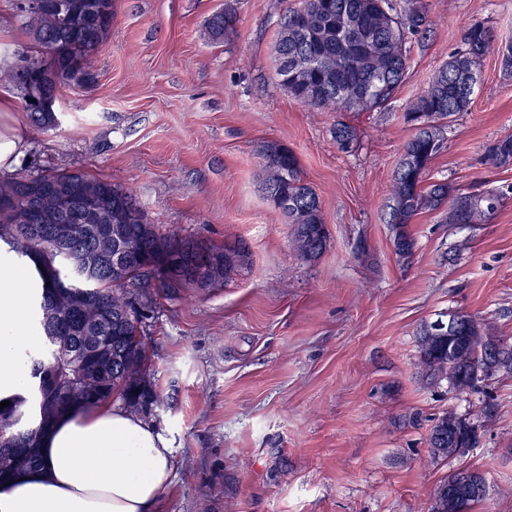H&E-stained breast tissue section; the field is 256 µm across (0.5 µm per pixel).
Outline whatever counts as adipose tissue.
Segmentation results:
<instances>
[{
	"label": "adipose tissue",
	"instance_id": "adipose-tissue-1",
	"mask_svg": "<svg viewBox=\"0 0 512 512\" xmlns=\"http://www.w3.org/2000/svg\"><path fill=\"white\" fill-rule=\"evenodd\" d=\"M11 100H0V170L26 148ZM38 286L32 265L0 278V402L25 395L22 346H35L30 305ZM41 467L0 482V512H153L168 486L173 451L140 417L108 403L73 407L40 443Z\"/></svg>",
	"mask_w": 512,
	"mask_h": 512
}]
</instances>
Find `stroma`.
<instances>
[{
    "label": "stroma",
    "mask_w": 512,
    "mask_h": 512,
    "mask_svg": "<svg viewBox=\"0 0 512 512\" xmlns=\"http://www.w3.org/2000/svg\"><path fill=\"white\" fill-rule=\"evenodd\" d=\"M232 5L222 44L204 23ZM299 0H114L112 32L91 87L62 88L59 125L23 110V174L79 171L134 194L165 233L219 247L247 244L251 262L197 292H133L148 367L165 401L154 426L173 450L156 512H430L449 471H481L488 495L468 512H512V378L482 394L431 387L417 373L423 324L465 312L512 337V168L484 162L512 135V77L486 57L469 112L447 130L430 175L506 202L482 224L436 212L409 226L410 261L385 222L397 161L412 133L405 114L461 44L468 24L512 40V0H421L426 37L409 43V75L373 112H318L274 83L281 16ZM360 136L338 150L336 120ZM276 140L297 154L330 231L317 262L298 257L289 228L260 191L256 149ZM364 250H357V243ZM470 417L480 442L432 462L431 419Z\"/></svg>",
    "instance_id": "stroma-1"
}]
</instances>
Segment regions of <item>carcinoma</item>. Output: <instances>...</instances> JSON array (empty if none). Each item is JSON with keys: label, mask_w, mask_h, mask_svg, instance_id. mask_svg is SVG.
Here are the masks:
<instances>
[{"label": "carcinoma", "mask_w": 512, "mask_h": 512, "mask_svg": "<svg viewBox=\"0 0 512 512\" xmlns=\"http://www.w3.org/2000/svg\"><path fill=\"white\" fill-rule=\"evenodd\" d=\"M114 0H42L39 11L23 17L36 55H19L0 68V84L15 88L23 111L43 128L58 125L56 112H39L29 97L45 91L57 98L65 86L85 88L94 79L92 61L107 39ZM237 16L220 8L206 20L208 39L222 44L236 30ZM427 29L416 0L402 10L394 0H300L280 18L273 45L277 86L297 102L320 112H368L385 106L408 75V38ZM372 42L380 72L357 67L355 34ZM512 76V42L499 41L482 23L468 25L462 46L433 75L408 113L423 128L406 142L394 172L388 224L396 255L410 258L415 239L409 224L424 211H439L446 224H479L503 204L504 194L471 192L433 181L430 164L443 148L445 132L470 110L480 62L489 55ZM332 75L334 90L325 89ZM332 136L345 153L359 144L357 129L336 122ZM262 183L288 197L279 208L288 224L292 249L305 261L326 250L330 233L316 191L303 178L299 158L287 145L265 141L258 150ZM484 160L495 168L512 166V135L492 141ZM46 216L31 221L33 210ZM112 225L128 244L119 271L104 260L87 269L78 259L96 253L100 243L85 215ZM49 224H67L70 236L55 238ZM0 242L18 261L36 265L42 289L35 294V330L44 346L20 355L30 369L27 396L0 410V426H12L0 442L22 453L36 447L37 436L73 406L94 407L114 397L135 415L163 396L151 379L130 378L133 368L147 367L140 318L127 288H218L249 263L246 245L227 248L192 237L164 234L147 218L131 192L109 180L82 172L55 171L35 176L18 173L0 178ZM455 331L418 336V362L431 386L448 382L463 394L480 393L499 377H512V339L498 335L475 316L458 312ZM112 363L100 362V349ZM480 439L471 419L444 410L432 418L427 444L435 461H448ZM463 470H452L433 492L432 512H467L485 495H459Z\"/></svg>", "instance_id": "1"}]
</instances>
